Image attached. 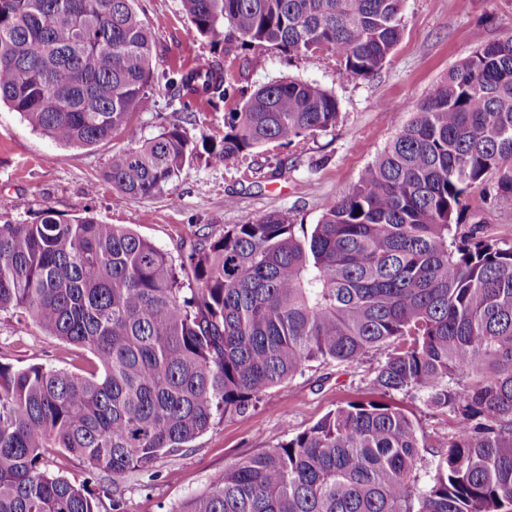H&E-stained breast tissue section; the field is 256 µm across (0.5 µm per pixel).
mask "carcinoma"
I'll return each mask as SVG.
<instances>
[{"mask_svg":"<svg viewBox=\"0 0 512 512\" xmlns=\"http://www.w3.org/2000/svg\"><path fill=\"white\" fill-rule=\"evenodd\" d=\"M404 0H182L196 32L243 50L325 54L347 79L389 60ZM154 26L137 0H0V103L71 147L116 132L106 177L134 198L186 163L220 165L336 128V97L298 79L247 93L216 64L171 68L166 93L212 109L237 97L220 143L176 123H130L155 83ZM512 195V37L448 70L356 184L307 228L273 212L183 256L127 227L42 210L0 224V310L20 309L79 371L0 362V512H102L100 495L45 469L59 448L112 479L244 414L313 362L373 371L377 394L259 448L179 512H512V241L461 230L466 195ZM421 391L456 416L424 488L427 445L384 397Z\"/></svg>","mask_w":512,"mask_h":512,"instance_id":"carcinoma-1","label":"carcinoma"}]
</instances>
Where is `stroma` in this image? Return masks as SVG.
<instances>
[{"mask_svg": "<svg viewBox=\"0 0 512 512\" xmlns=\"http://www.w3.org/2000/svg\"><path fill=\"white\" fill-rule=\"evenodd\" d=\"M138 11L155 32L163 66L219 63L228 77L253 89L294 78L332 92L340 109L336 128L285 149L265 145L213 166L196 160L174 183L149 198L132 199L105 178L112 156L129 146L123 134L88 148L65 147L34 131L0 105V224L36 221L49 208L69 218L88 214L121 224L158 248L180 256L204 236L272 212L297 223H317L326 206L347 193L361 170L411 119L448 70L480 46L512 36V0H405L403 33L390 59L371 78L347 80L334 59L310 55L288 60L280 52L241 50L236 43L197 34L181 0H139ZM141 138L162 126L182 125L190 139L220 141L224 113L195 103L183 108L164 90L149 91L132 115ZM486 235L512 239V196L494 186L471 193ZM0 361L20 368L32 363L75 369L58 340L15 310L0 311ZM372 367L312 364L272 390L242 415H227L177 453L160 456L145 470L121 477L124 512H179L211 478L259 448L276 445L312 426L336 406L371 395ZM390 401L415 422L430 448L419 466L421 481L434 473L435 450L446 448L455 417L427 406L423 393L392 394Z\"/></svg>", "mask_w": 512, "mask_h": 512, "instance_id": "obj_1", "label": "stroma"}]
</instances>
